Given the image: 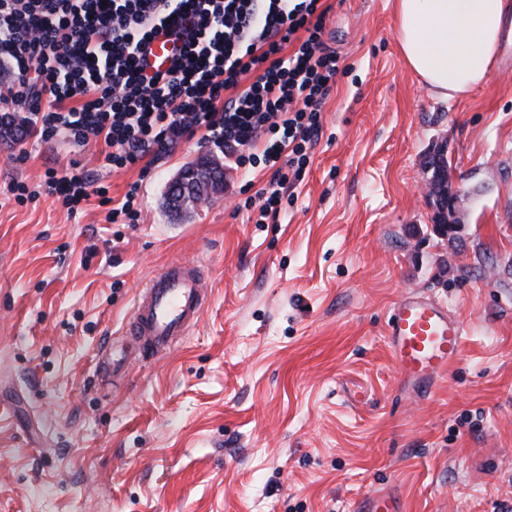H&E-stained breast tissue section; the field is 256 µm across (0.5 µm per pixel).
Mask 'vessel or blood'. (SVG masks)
Here are the masks:
<instances>
[{"label": "vessel or blood", "mask_w": 512, "mask_h": 512, "mask_svg": "<svg viewBox=\"0 0 512 512\" xmlns=\"http://www.w3.org/2000/svg\"><path fill=\"white\" fill-rule=\"evenodd\" d=\"M202 265L176 260L152 276L136 296L126 320L130 346L103 360L112 376L126 375L133 360L166 353L198 324L208 295ZM392 355L402 382L430 388L460 355L466 328L447 306L418 294H406L388 318ZM358 512H403L399 498L375 492L363 498Z\"/></svg>", "instance_id": "vessel-or-blood-1"}]
</instances>
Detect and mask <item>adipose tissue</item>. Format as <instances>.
Wrapping results in <instances>:
<instances>
[{
	"instance_id": "1",
	"label": "adipose tissue",
	"mask_w": 512,
	"mask_h": 512,
	"mask_svg": "<svg viewBox=\"0 0 512 512\" xmlns=\"http://www.w3.org/2000/svg\"><path fill=\"white\" fill-rule=\"evenodd\" d=\"M407 67L437 95L462 98L490 76L512 0H395Z\"/></svg>"
}]
</instances>
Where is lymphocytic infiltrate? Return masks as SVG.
<instances>
[{"label": "lymphocytic infiltrate", "mask_w": 512, "mask_h": 512, "mask_svg": "<svg viewBox=\"0 0 512 512\" xmlns=\"http://www.w3.org/2000/svg\"><path fill=\"white\" fill-rule=\"evenodd\" d=\"M318 3L0 0V61L13 72L7 96L28 105L41 140L103 142L107 167L195 136L234 154L236 166L271 170L268 187L244 202L262 224L280 211L286 185L304 180L339 73ZM158 36L176 52L166 69L151 71L146 57ZM43 186L69 213L95 196L109 223L138 221V184L115 206L107 187L75 164L47 168Z\"/></svg>", "instance_id": "lymphocytic-infiltrate-1"}]
</instances>
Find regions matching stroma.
Instances as JSON below:
<instances>
[{"label": "stroma", "mask_w": 512, "mask_h": 512, "mask_svg": "<svg viewBox=\"0 0 512 512\" xmlns=\"http://www.w3.org/2000/svg\"><path fill=\"white\" fill-rule=\"evenodd\" d=\"M320 5L342 72L274 221L242 208L269 172L231 161L218 200L169 207L208 152L193 139L120 169L93 141L0 142V512H355L382 489L405 512H512V37L486 82L444 100L405 67L393 0ZM438 152L461 190L448 235L427 192ZM73 161L113 201L138 184V223H108L94 197L69 215L41 177ZM16 181L35 198L9 200ZM174 259L206 270L198 325L102 377ZM409 292L466 328L419 398L387 336Z\"/></svg>", "instance_id": "35a3bbf8"}]
</instances>
